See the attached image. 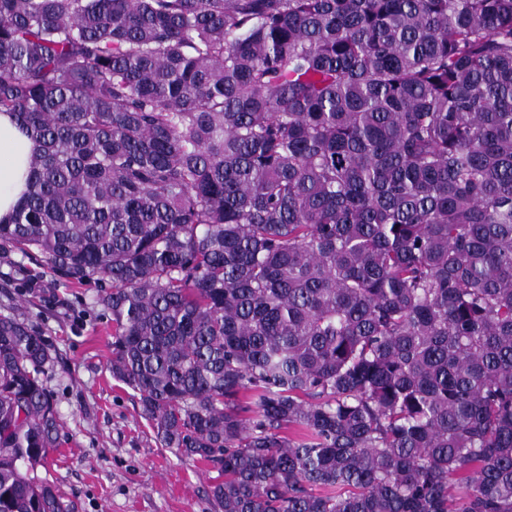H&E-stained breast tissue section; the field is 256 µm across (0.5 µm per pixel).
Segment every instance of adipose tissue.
Masks as SVG:
<instances>
[{
  "mask_svg": "<svg viewBox=\"0 0 512 512\" xmlns=\"http://www.w3.org/2000/svg\"><path fill=\"white\" fill-rule=\"evenodd\" d=\"M33 151V141L15 118L0 113V218L13 211L26 189L27 163Z\"/></svg>",
  "mask_w": 512,
  "mask_h": 512,
  "instance_id": "ef3b65f1",
  "label": "adipose tissue"
}]
</instances>
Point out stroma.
<instances>
[{
  "label": "stroma",
  "mask_w": 512,
  "mask_h": 512,
  "mask_svg": "<svg viewBox=\"0 0 512 512\" xmlns=\"http://www.w3.org/2000/svg\"><path fill=\"white\" fill-rule=\"evenodd\" d=\"M0 247V316L38 332L57 356L44 377L64 420V442L40 476L54 481L70 512H217L210 473L157 442L130 389L109 370L112 323L94 287H68L28 262L18 284Z\"/></svg>",
  "instance_id": "35a3bbf8"
}]
</instances>
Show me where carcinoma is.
I'll list each match as a JSON object with an SVG mask.
<instances>
[{"mask_svg": "<svg viewBox=\"0 0 512 512\" xmlns=\"http://www.w3.org/2000/svg\"><path fill=\"white\" fill-rule=\"evenodd\" d=\"M0 244L97 287L219 512H512V0H0ZM57 362L0 316V512ZM34 146L13 116L0 113V218L13 211L26 189L27 163Z\"/></svg>", "mask_w": 512, "mask_h": 512, "instance_id": "obj_1", "label": "carcinoma"}]
</instances>
